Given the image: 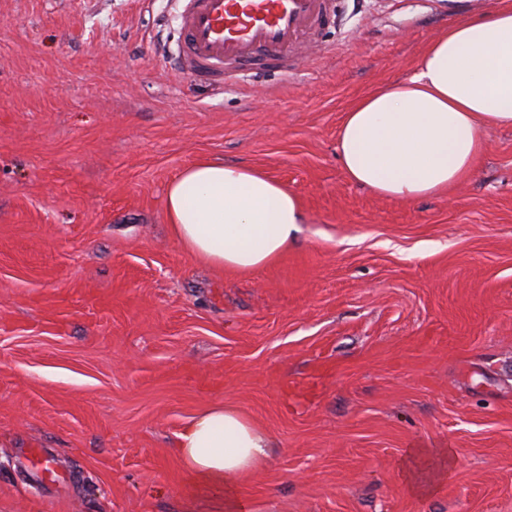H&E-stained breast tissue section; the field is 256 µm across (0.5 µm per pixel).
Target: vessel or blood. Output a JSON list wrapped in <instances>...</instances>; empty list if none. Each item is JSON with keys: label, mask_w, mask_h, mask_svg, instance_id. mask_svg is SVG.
Wrapping results in <instances>:
<instances>
[{"label": "vessel or blood", "mask_w": 512, "mask_h": 512, "mask_svg": "<svg viewBox=\"0 0 512 512\" xmlns=\"http://www.w3.org/2000/svg\"><path fill=\"white\" fill-rule=\"evenodd\" d=\"M178 73L223 83L226 73L278 67L329 22L331 0H177Z\"/></svg>", "instance_id": "obj_1"}]
</instances>
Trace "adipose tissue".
Segmentation results:
<instances>
[{
    "label": "adipose tissue",
    "instance_id": "adipose-tissue-1",
    "mask_svg": "<svg viewBox=\"0 0 512 512\" xmlns=\"http://www.w3.org/2000/svg\"><path fill=\"white\" fill-rule=\"evenodd\" d=\"M512 127V0L458 15L429 42L414 74L357 98L336 133L354 184L397 201L439 195L468 179L484 151L482 131ZM165 209L182 249L219 270L249 273L287 253L304 222L298 195L261 170L213 160L184 168ZM178 448L191 483L223 492L226 512H248L237 495L276 441L230 404L187 423Z\"/></svg>",
    "mask_w": 512,
    "mask_h": 512
}]
</instances>
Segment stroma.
Returning a JSON list of instances; mask_svg holds the SVG:
<instances>
[{"mask_svg":"<svg viewBox=\"0 0 512 512\" xmlns=\"http://www.w3.org/2000/svg\"><path fill=\"white\" fill-rule=\"evenodd\" d=\"M333 2L315 54L221 89L175 73L171 0H0V512H225L177 448L224 403L278 443L251 512H512V129L414 202L336 152L356 97L493 0ZM201 159L298 194L277 263L223 273L171 236ZM30 448L70 476L36 481Z\"/></svg>","mask_w":512,"mask_h":512,"instance_id":"stroma-1","label":"stroma"}]
</instances>
